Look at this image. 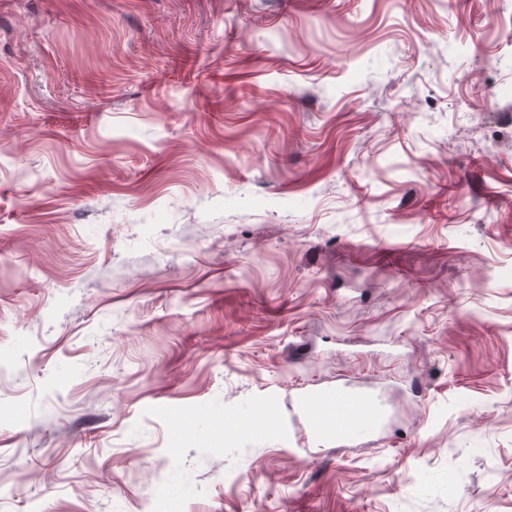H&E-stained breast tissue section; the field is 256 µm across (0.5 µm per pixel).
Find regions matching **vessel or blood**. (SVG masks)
<instances>
[{"label": "vessel or blood", "mask_w": 512, "mask_h": 512, "mask_svg": "<svg viewBox=\"0 0 512 512\" xmlns=\"http://www.w3.org/2000/svg\"><path fill=\"white\" fill-rule=\"evenodd\" d=\"M297 407L310 441L317 445L358 442L374 432L381 413L371 392L346 384L309 390L298 398Z\"/></svg>", "instance_id": "b4317fda"}]
</instances>
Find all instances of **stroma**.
Returning a JSON list of instances; mask_svg holds the SVG:
<instances>
[{"instance_id":"obj_1","label":"stroma","mask_w":512,"mask_h":512,"mask_svg":"<svg viewBox=\"0 0 512 512\" xmlns=\"http://www.w3.org/2000/svg\"><path fill=\"white\" fill-rule=\"evenodd\" d=\"M0 512H512V0H0ZM310 441L317 445L357 443L373 433L381 406L368 391L346 384L315 388L297 400Z\"/></svg>"}]
</instances>
